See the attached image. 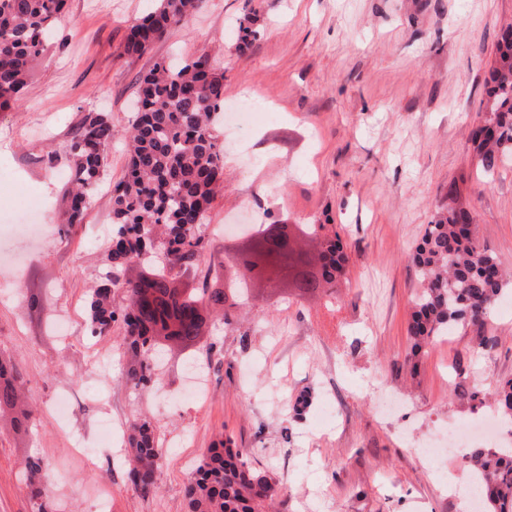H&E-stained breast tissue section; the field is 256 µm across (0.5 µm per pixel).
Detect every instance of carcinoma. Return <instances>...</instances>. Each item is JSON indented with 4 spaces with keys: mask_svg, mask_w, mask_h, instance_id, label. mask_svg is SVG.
I'll return each mask as SVG.
<instances>
[{
    "mask_svg": "<svg viewBox=\"0 0 512 512\" xmlns=\"http://www.w3.org/2000/svg\"><path fill=\"white\" fill-rule=\"evenodd\" d=\"M66 0H0V108L19 100L41 60L46 35L61 17ZM203 0H159L156 8L130 28L123 55L136 59L202 8ZM497 60L487 79L484 120L471 142L478 165L492 172L512 159V26L497 42ZM138 110L129 130V162L125 177L112 188V237L104 281L91 294V336L105 339L114 326L124 330L122 344L131 386L154 382L159 341L188 344L199 336L208 309L221 307L224 322L234 317L248 286L231 284V302L224 289L205 288L188 294L186 306L202 307L198 318L182 315L169 303L175 287L171 273L195 265L204 243L207 212L217 189L224 186V162L214 130V115L224 105V71L199 57L180 67L157 62L140 80ZM114 129L104 112L85 113L72 132L64 165L63 191L67 221L83 215L90 192L101 181L112 150ZM468 211L450 209L427 225L412 261L420 274L415 311L408 327L412 353L448 334L458 323L481 325L502 298L512 294V280L497 258L481 247ZM163 257L133 282L129 266ZM347 261L340 240L322 244L315 276L295 283L306 291L334 287ZM149 291L157 308L146 318L136 299ZM124 303H115L116 294ZM21 377L0 388V404L13 405ZM501 414L512 419V378L495 383ZM129 474H154L163 450L145 421L132 424L128 437ZM471 468L483 483L490 512H512V448H477ZM188 512H268L282 493L280 484L249 462L246 449L227 437L208 449L184 489Z\"/></svg>",
    "mask_w": 512,
    "mask_h": 512,
    "instance_id": "1",
    "label": "carcinoma"
}]
</instances>
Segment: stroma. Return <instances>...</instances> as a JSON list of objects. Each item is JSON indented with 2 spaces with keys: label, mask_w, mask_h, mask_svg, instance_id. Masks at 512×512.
<instances>
[{
  "label": "stroma",
  "mask_w": 512,
  "mask_h": 512,
  "mask_svg": "<svg viewBox=\"0 0 512 512\" xmlns=\"http://www.w3.org/2000/svg\"><path fill=\"white\" fill-rule=\"evenodd\" d=\"M157 0H68L22 100L0 110V360L25 378L22 428L0 408V512H35L24 467L41 460L52 512H188V461L222 437L282 486L278 512H462L448 490L458 455H420L497 408L512 377V299L482 326L457 325L413 353L407 327L419 283L409 255L427 224L467 209L477 238L512 269V163L484 172L471 146L498 36L512 0H205L130 60L131 23ZM258 37L236 48L240 19ZM208 58L224 104L252 122L217 125L224 189L206 245L183 286L224 284L221 263L251 223L322 225L309 254L339 235L348 262L332 292L253 289L231 322L210 318L194 344L169 347L156 384L127 385L121 337H91L87 302L107 270L111 186L127 169L123 133L142 74L161 59ZM108 113L117 136L103 189L66 221L63 150L84 112ZM495 339L492 348L479 337ZM203 396L187 391L190 365ZM145 419L165 455L150 492L128 479L126 446ZM92 454H84L83 446Z\"/></svg>",
  "instance_id": "obj_1"
}]
</instances>
